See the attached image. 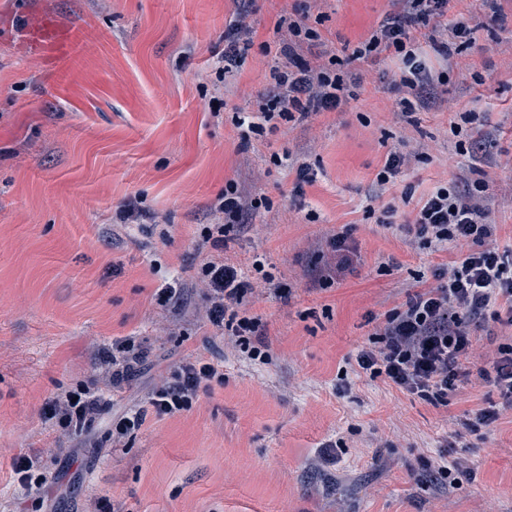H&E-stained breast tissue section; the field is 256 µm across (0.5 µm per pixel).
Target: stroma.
<instances>
[{
  "label": "stroma",
  "instance_id": "1",
  "mask_svg": "<svg viewBox=\"0 0 512 512\" xmlns=\"http://www.w3.org/2000/svg\"><path fill=\"white\" fill-rule=\"evenodd\" d=\"M246 8L254 45L236 75H217L224 38ZM463 56L472 76H449L430 109L391 111L401 93L390 65L371 71L343 110L266 133L242 146L234 123L276 92L264 42L288 13L323 17L325 46L313 64L357 44L393 12L391 0H0V512H36L13 459L50 457L58 491L49 512H512V410L470 376L436 406L348 368L374 318L434 285L455 249L412 244L413 203L440 183L485 180L484 204L500 241L512 240V0ZM79 30L71 53L34 51L18 14ZM223 103L220 111L210 107ZM485 115L484 151L459 154L460 112ZM405 163L393 183L376 175L390 149ZM312 176L295 194L296 169ZM268 207L231 231L224 249L205 243L223 223L214 206L228 181ZM410 205H402V196ZM374 213H367V205ZM349 233L357 259L344 280L322 283L328 242ZM262 261L290 293H270ZM227 262L255 285L246 299L268 342L267 360L226 343L206 317L201 267ZM174 286L180 302L154 296ZM134 337L140 372L108 392L109 414L86 432L62 434L40 415L56 395L102 389L100 355ZM512 341V326H474L473 362ZM224 366L190 411L156 416L148 396L187 356ZM500 409L470 430L478 409ZM144 411L142 426L112 445V416ZM336 464L317 466L323 446ZM469 468L454 480L439 457Z\"/></svg>",
  "mask_w": 512,
  "mask_h": 512
}]
</instances>
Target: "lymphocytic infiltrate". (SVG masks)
<instances>
[{
  "instance_id": "obj_1",
  "label": "lymphocytic infiltrate",
  "mask_w": 512,
  "mask_h": 512,
  "mask_svg": "<svg viewBox=\"0 0 512 512\" xmlns=\"http://www.w3.org/2000/svg\"><path fill=\"white\" fill-rule=\"evenodd\" d=\"M396 12L371 28L348 57L331 55L327 64L310 67L284 63L273 78L279 91L260 99L256 112L239 117L241 140L276 131L280 122L304 121L338 110L354 95L359 75L344 71L346 59L379 61L389 58L398 70V87L407 91L397 100L399 112L411 113L435 97L439 85L448 79V67L466 75V66L455 58L472 42L475 31L485 25L482 10L474 8L449 14L448 0H393ZM443 62L442 69L429 64V54ZM483 182L471 191L459 192L455 185L437 187L420 204L407 231L425 246L457 249L456 260L438 268L434 286L408 295L399 308L386 314L374 332L369 347L355 356V370L418 398L444 405L450 393L466 383L471 357L469 325L478 317L512 324V243H497L498 225L476 199ZM262 199L243 202L235 182H227L219 203L224 223L215 225L210 237L214 248H223L235 226L243 224L248 209L262 206ZM211 306L210 324L224 331L231 341L251 348L253 358H263L261 347L252 345L257 331L255 318L248 316L244 300L253 285L240 268L228 263H204ZM143 352L133 339L113 342L107 358L106 378L113 388L128 383ZM480 380L498 388L512 403V343L500 344L495 357L477 369ZM220 365L203 358L182 363L170 380L156 389L148 400L159 416L191 410L201 389L212 381H223ZM110 407L104 396L87 389L66 392L46 407L44 422L64 429L90 427Z\"/></svg>"
}]
</instances>
